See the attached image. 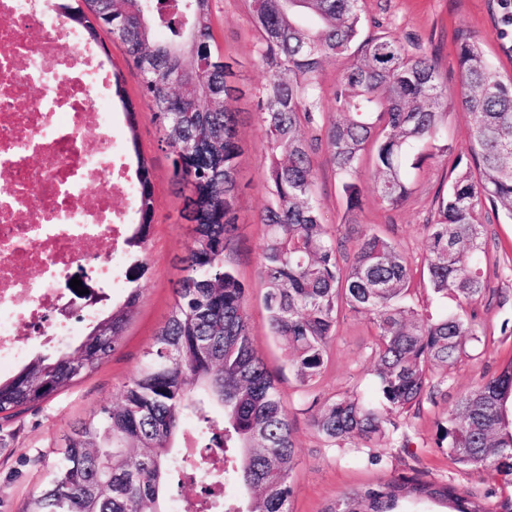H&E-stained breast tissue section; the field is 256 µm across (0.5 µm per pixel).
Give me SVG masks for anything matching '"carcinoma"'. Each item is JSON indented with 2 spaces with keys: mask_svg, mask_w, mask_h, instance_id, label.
<instances>
[{
  "mask_svg": "<svg viewBox=\"0 0 512 512\" xmlns=\"http://www.w3.org/2000/svg\"><path fill=\"white\" fill-rule=\"evenodd\" d=\"M259 61L269 72L254 94L266 141L263 176L270 200L259 216L264 303L271 332L285 341L284 362L317 408L313 426L328 443L377 446L394 438L398 418L446 397L448 369L479 340L474 306L497 295L487 272L482 210L512 223V75L493 66L468 31L456 37L459 106L470 119L465 158H456L434 200L423 270L432 292L455 307L423 313L406 302L411 262L397 245L364 231L348 265L343 239L325 224L315 193L312 155L325 144L346 211L361 209L365 158L380 202L396 208L412 193L414 171L448 157L447 91L435 62L416 55L386 27L368 20L360 0H245ZM57 9L97 42L103 31L122 43L141 76L173 180L187 190L192 235L185 275L173 286L165 326L124 385L121 402L76 424L60 460L27 512H165L162 490L176 474H193L174 437L193 420L203 454L224 463L219 496L198 473L199 496L216 512H289L296 466L293 425L275 377L253 346L247 285L225 263L238 230L239 89L218 51L212 0H74ZM342 68L324 107V63ZM114 93L134 126L120 72ZM139 222L124 244L137 271L124 299L99 315L75 347L33 355L0 378V414L12 417L57 395L108 359L140 301L134 282L147 270L154 209L150 166L135 154ZM369 317L375 330L374 387L323 397L316 390L342 312ZM443 373L435 376L434 370ZM435 446L454 464L485 473L483 496L448 484L399 475L336 498L324 512H405L434 502L447 512H512V494L495 509L484 499L512 486V360L465 392L437 423Z\"/></svg>",
  "mask_w": 512,
  "mask_h": 512,
  "instance_id": "obj_1",
  "label": "carcinoma"
}]
</instances>
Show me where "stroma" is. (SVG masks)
<instances>
[{
	"instance_id": "stroma-1",
	"label": "stroma",
	"mask_w": 512,
	"mask_h": 512,
	"mask_svg": "<svg viewBox=\"0 0 512 512\" xmlns=\"http://www.w3.org/2000/svg\"><path fill=\"white\" fill-rule=\"evenodd\" d=\"M367 17L379 20L409 50L434 59L450 101H457L458 76L454 39L465 29L481 38L488 54L502 74L512 73V29L503 19L512 12V0H364ZM212 21L216 41L225 61L246 94L236 107L238 134L244 152L239 159V229L235 248L226 263L249 286L248 314L254 347L276 377L285 411L293 424L298 464L292 474L291 512H324L346 491L375 486L391 477L419 471L422 479L448 482L460 491L484 493L487 484L479 471L459 470L435 446L436 424L445 420L459 396L477 386L499 366L512 359V224L486 213L484 224L488 245V268L492 287L506 298L505 304L477 306L482 336L470 343L469 358L452 367L448 375V396L425 405L419 415L403 418L409 434L408 448H383V461L367 462V448L336 447L324 441L311 425L308 402L302 396L294 374L283 361L284 342L273 336L267 324L265 288L259 275V254L264 227L258 217L269 199L262 177L264 143L255 114L252 93L268 79L255 53V36L243 0H212ZM109 57L119 69L125 90L136 104L135 124H128L123 111H116L114 132L124 151L140 147L152 167L155 183L153 228L146 253L147 273L139 280L141 299L119 347L97 370L41 405L12 418H0V512H24L27 502L45 483L59 459L61 437L79 420L99 412L120 399L122 387L136 372L144 351L165 325L173 301V285L181 277L180 260L189 242L190 225L183 218L184 195L171 180V157L161 144V133L153 113L140 94V74L117 41L109 42ZM316 191L325 221L345 239L347 251H354L357 232L375 229L393 239L421 270L428 226L434 219L432 200L451 158L426 162L415 178L412 196L400 207H384L376 193L373 170H366L361 190L363 209L355 224H348L342 185L324 152L315 157ZM83 289L105 294L101 310H110L123 296L99 278L93 264L73 265L56 286L70 294L71 279ZM374 330L362 316L343 312L328 364L318 390L331 396L363 392L372 385Z\"/></svg>"
}]
</instances>
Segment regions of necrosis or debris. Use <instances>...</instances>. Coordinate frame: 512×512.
Returning a JSON list of instances; mask_svg holds the SVG:
<instances>
[{
	"label": "necrosis or debris",
	"mask_w": 512,
	"mask_h": 512,
	"mask_svg": "<svg viewBox=\"0 0 512 512\" xmlns=\"http://www.w3.org/2000/svg\"><path fill=\"white\" fill-rule=\"evenodd\" d=\"M105 86L103 64L55 10L0 0V371L33 339L76 335L70 319H46L75 262L93 261L119 284L135 187Z\"/></svg>",
	"instance_id": "1"
}]
</instances>
